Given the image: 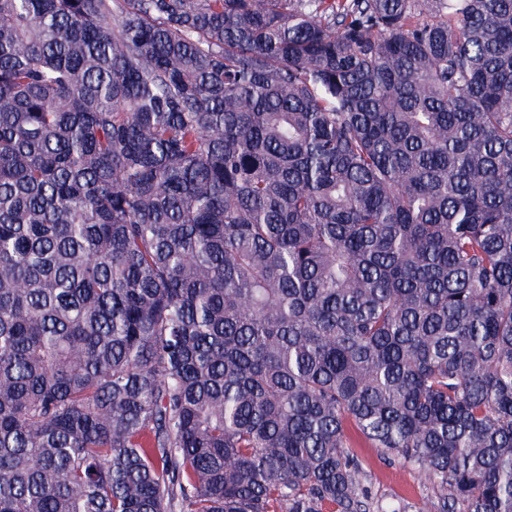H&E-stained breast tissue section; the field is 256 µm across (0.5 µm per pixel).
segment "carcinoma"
Returning a JSON list of instances; mask_svg holds the SVG:
<instances>
[{
  "label": "carcinoma",
  "instance_id": "carcinoma-1",
  "mask_svg": "<svg viewBox=\"0 0 512 512\" xmlns=\"http://www.w3.org/2000/svg\"><path fill=\"white\" fill-rule=\"evenodd\" d=\"M512 512V0H0V512ZM348 449L361 464L367 478L366 486L375 500L386 504L405 499L414 509L436 512L433 508L435 492L419 468L388 459L379 448L357 435L351 436Z\"/></svg>",
  "mask_w": 512,
  "mask_h": 512
}]
</instances>
